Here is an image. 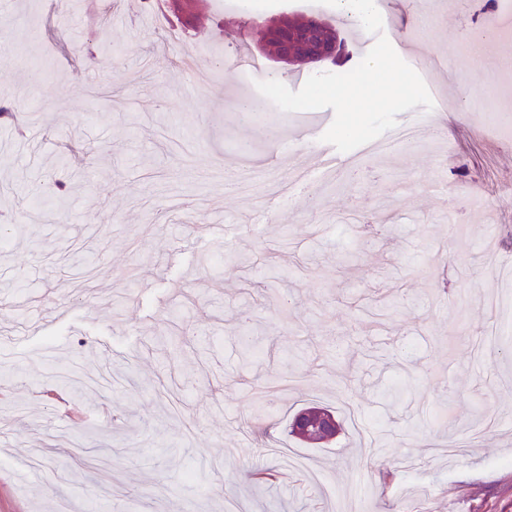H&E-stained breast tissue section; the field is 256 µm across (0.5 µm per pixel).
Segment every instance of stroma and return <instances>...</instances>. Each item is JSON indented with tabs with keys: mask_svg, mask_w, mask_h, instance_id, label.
<instances>
[{
	"mask_svg": "<svg viewBox=\"0 0 512 512\" xmlns=\"http://www.w3.org/2000/svg\"><path fill=\"white\" fill-rule=\"evenodd\" d=\"M386 2L446 89L387 44L373 56L406 81L380 99L353 42L335 65L227 71L253 19L304 0H206L191 30L165 0H0V104L26 129L0 122V512H329L339 496L347 512H512V356L477 355L508 317L483 298L512 265V128L484 119L512 115V75L489 82L485 55L460 51L487 0L426 22L416 0ZM192 49L221 58L208 84ZM462 88L445 143L314 182L315 215L284 196L288 166L268 167L305 153L308 121L352 149ZM246 98L265 103L247 124ZM464 184L494 222L463 207L452 236ZM276 271L294 303L250 290ZM312 405L340 420L329 444L287 432ZM256 463L284 479L251 485Z\"/></svg>",
	"mask_w": 512,
	"mask_h": 512,
	"instance_id": "obj_1",
	"label": "stroma"
}]
</instances>
